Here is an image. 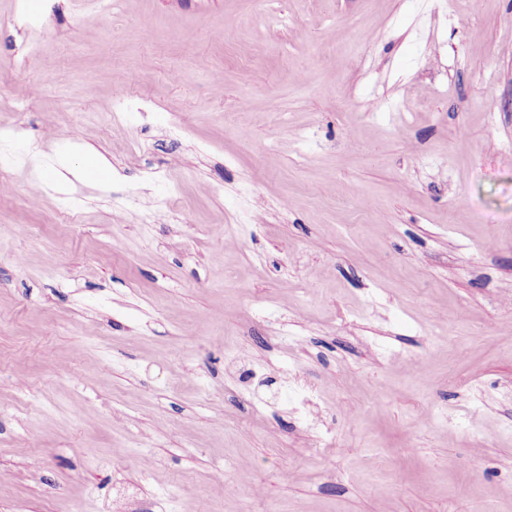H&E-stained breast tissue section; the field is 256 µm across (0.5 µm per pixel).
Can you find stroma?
<instances>
[{"label": "stroma", "instance_id": "obj_1", "mask_svg": "<svg viewBox=\"0 0 512 512\" xmlns=\"http://www.w3.org/2000/svg\"><path fill=\"white\" fill-rule=\"evenodd\" d=\"M0 127V512H512V0H0Z\"/></svg>", "mask_w": 512, "mask_h": 512}]
</instances>
